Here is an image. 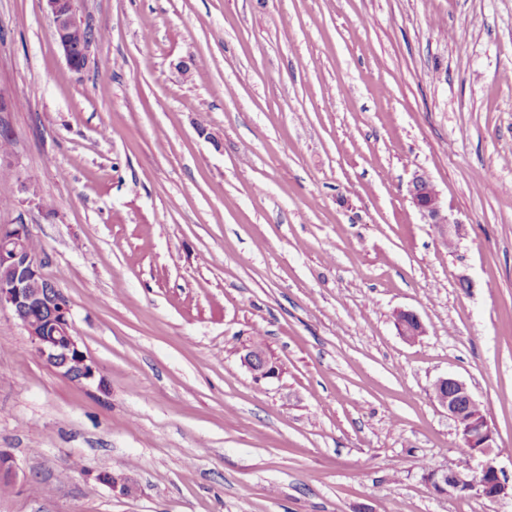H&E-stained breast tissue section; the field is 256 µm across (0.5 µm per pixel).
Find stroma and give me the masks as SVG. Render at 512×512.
<instances>
[{"label": "stroma", "instance_id": "35a3bbf8", "mask_svg": "<svg viewBox=\"0 0 512 512\" xmlns=\"http://www.w3.org/2000/svg\"><path fill=\"white\" fill-rule=\"evenodd\" d=\"M77 20L108 31L78 71L42 0H0L20 100L0 225H29L105 386L0 311V512H512L420 467L463 452L441 377L512 448V0H79ZM417 171L455 248L410 202ZM258 336L277 378L240 362ZM409 196L413 206L427 224H431L438 236L456 244L465 235L466 227L448 211L432 181L423 173L416 172L409 184ZM393 320L398 334L407 341H415L427 333L423 321L412 311L397 310L393 314Z\"/></svg>", "mask_w": 512, "mask_h": 512}]
</instances>
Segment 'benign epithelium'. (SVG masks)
I'll return each instance as SVG.
<instances>
[{
  "label": "benign epithelium",
  "mask_w": 512,
  "mask_h": 512,
  "mask_svg": "<svg viewBox=\"0 0 512 512\" xmlns=\"http://www.w3.org/2000/svg\"><path fill=\"white\" fill-rule=\"evenodd\" d=\"M52 18L54 36L67 64L75 69L82 62L75 54L73 29L78 0H42ZM413 206L438 236L452 244L465 235L466 227L442 202L432 181L415 173L409 184ZM29 225L0 226V310H8L27 331L34 351L63 377L81 384L105 388L97 363L82 349L75 334L71 306L65 295L45 276L41 258L27 247ZM393 320L398 334L408 341L426 335L420 317L406 310H397ZM241 364L257 380L278 377V369L265 349L249 343L242 347ZM434 397L448 411L467 452V463L451 468L432 467L425 480L438 495L478 498L496 501L509 496L512 483L500 476L497 459L503 456L496 446L494 431L486 412L478 408L469 386L462 380L447 376L434 386ZM97 479L124 495L135 491L126 476L117 477L104 471Z\"/></svg>",
  "instance_id": "7a95c632"
}]
</instances>
